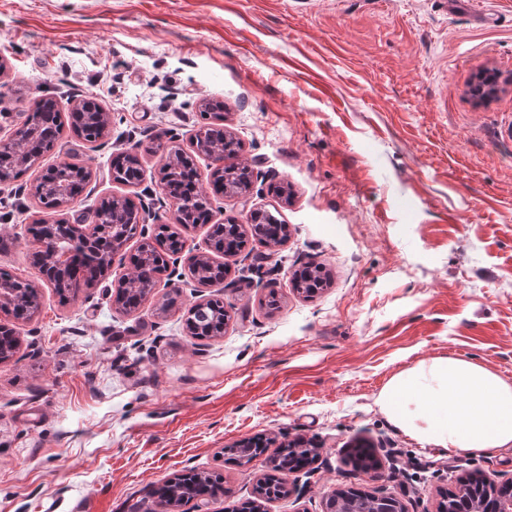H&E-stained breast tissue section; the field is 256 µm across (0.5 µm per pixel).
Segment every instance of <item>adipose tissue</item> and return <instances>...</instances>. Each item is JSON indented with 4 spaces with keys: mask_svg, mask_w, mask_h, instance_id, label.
I'll list each match as a JSON object with an SVG mask.
<instances>
[{
    "mask_svg": "<svg viewBox=\"0 0 512 512\" xmlns=\"http://www.w3.org/2000/svg\"><path fill=\"white\" fill-rule=\"evenodd\" d=\"M377 404L424 446L512 450V381L478 362L444 356L393 375Z\"/></svg>",
    "mask_w": 512,
    "mask_h": 512,
    "instance_id": "obj_1",
    "label": "adipose tissue"
}]
</instances>
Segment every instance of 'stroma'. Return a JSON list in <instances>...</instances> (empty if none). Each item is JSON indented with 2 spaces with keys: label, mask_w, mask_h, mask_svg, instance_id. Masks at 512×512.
<instances>
[{
  "label": "stroma",
  "mask_w": 512,
  "mask_h": 512,
  "mask_svg": "<svg viewBox=\"0 0 512 512\" xmlns=\"http://www.w3.org/2000/svg\"><path fill=\"white\" fill-rule=\"evenodd\" d=\"M485 73L496 91L480 102ZM1 85L0 136L38 96L64 112L91 99L111 120L93 142L63 131L28 181L0 183V268L41 296L31 320L0 313L18 339L0 362V512H130L190 467L224 476L204 512H236L268 470L267 454L230 452L253 438L316 448L265 512H324L348 486L438 512L470 473L512 479L511 450L420 446L376 403L439 356L512 379V0H0ZM207 100L252 171L245 195H213L214 221L274 208L287 240L249 241L222 288L180 261L126 311L114 294L133 239L105 277L60 296L34 260L28 226L47 212L32 181L77 163L94 178L65 217L149 191L147 224L171 223L157 144L190 151ZM130 150L138 187L111 177ZM306 264L329 277L310 296L291 284ZM215 294L223 335L192 338L187 309ZM355 441L378 478L347 464Z\"/></svg>",
  "instance_id": "1"
}]
</instances>
